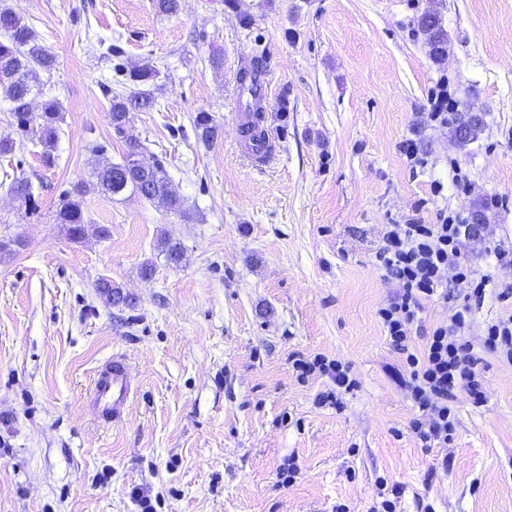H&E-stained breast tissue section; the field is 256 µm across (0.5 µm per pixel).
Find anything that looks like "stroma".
<instances>
[{"mask_svg":"<svg viewBox=\"0 0 512 512\" xmlns=\"http://www.w3.org/2000/svg\"><path fill=\"white\" fill-rule=\"evenodd\" d=\"M1 7L55 56L46 94L61 121L52 165L28 141L0 157V512H370L383 480L405 488L397 512H512V364L484 345L512 305L490 291L473 307L485 399L459 391L447 446L428 452L377 316L396 284L376 260L388 225L460 212L480 227L462 247L475 276L512 281L489 251L512 249V0H244L239 12L182 0L173 16L153 0ZM426 12L448 32L438 60L418 28ZM110 44L125 68L159 71L154 108L131 113L122 139L108 120L123 80ZM255 54L274 145L261 165L241 145L236 83ZM443 84L456 111L481 115L477 139L431 121ZM201 112L219 128L210 146L195 135ZM129 137L166 168L185 213L92 190L88 231L70 239L56 222L65 194L121 162ZM17 177L33 203L11 191ZM103 279L129 305L100 295ZM117 354L137 392L107 423L86 393ZM318 355L357 380L336 404L315 403L328 376L294 366Z\"/></svg>","mask_w":512,"mask_h":512,"instance_id":"1","label":"stroma"}]
</instances>
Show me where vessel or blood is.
Returning <instances> with one entry per match:
<instances>
[{"mask_svg":"<svg viewBox=\"0 0 512 512\" xmlns=\"http://www.w3.org/2000/svg\"><path fill=\"white\" fill-rule=\"evenodd\" d=\"M134 391V374L124 358L116 357L98 370L90 403L102 418L119 420Z\"/></svg>","mask_w":512,"mask_h":512,"instance_id":"1","label":"vessel or blood"}]
</instances>
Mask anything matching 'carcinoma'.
Masks as SVG:
<instances>
[{
    "label": "carcinoma",
    "instance_id": "1",
    "mask_svg": "<svg viewBox=\"0 0 512 512\" xmlns=\"http://www.w3.org/2000/svg\"><path fill=\"white\" fill-rule=\"evenodd\" d=\"M420 31L427 36L431 53L440 55L447 41V32L441 19L436 15L424 14L418 22ZM55 56L37 43L32 28L10 8L0 10V89L10 103L12 132L0 135V156L12 153L15 137L27 139L45 147L43 157L51 160V148L58 138L59 106L53 100L43 103L41 112L30 109L35 96L43 94L44 83L41 74L49 73L55 67ZM265 62L261 55L251 57L241 66L236 80L240 97L245 99L244 111L255 114V121L241 129L244 136L259 142L265 133L259 130L264 120L261 104L262 81ZM157 70L152 65H142L127 73L128 89L112 96L108 118L115 133H120L127 123L130 113L154 106V98L142 85L156 78ZM197 139L206 145L217 137V126L207 112H200L194 120ZM125 152L120 163L103 166L96 173L92 184H76L69 191L56 211V221L66 227L72 239H79L85 233L86 219L79 198L95 189L101 193L119 195L126 190L163 208L184 211V201L170 188V178L166 169L154 164L142 168L137 164V156L142 153V144L134 139L125 141ZM101 293L114 305H130L128 297L110 280L98 283Z\"/></svg>",
    "mask_w": 512,
    "mask_h": 512
}]
</instances>
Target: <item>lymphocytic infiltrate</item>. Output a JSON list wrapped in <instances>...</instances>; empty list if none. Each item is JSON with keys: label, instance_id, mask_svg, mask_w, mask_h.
Wrapping results in <instances>:
<instances>
[{"label": "lymphocytic infiltrate", "instance_id": "lymphocytic-infiltrate-1", "mask_svg": "<svg viewBox=\"0 0 512 512\" xmlns=\"http://www.w3.org/2000/svg\"><path fill=\"white\" fill-rule=\"evenodd\" d=\"M479 235L477 225L460 213H439L436 223L411 219L389 225L376 258L397 291L379 309L385 335L403 361L399 384L408 392L417 416L410 429L425 449L447 443L454 429V403L458 389H466L474 402L483 399L478 374L479 357L464 332L473 304L485 296V280L475 278L461 261L465 239ZM452 279H444L448 268ZM462 294L464 306L436 322L423 342H416L413 324L423 302L448 301Z\"/></svg>", "mask_w": 512, "mask_h": 512}]
</instances>
